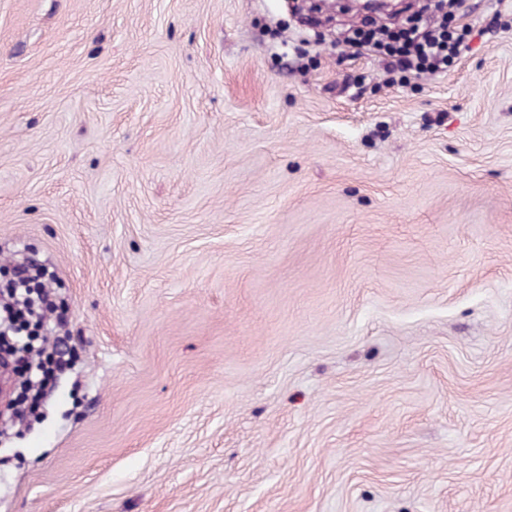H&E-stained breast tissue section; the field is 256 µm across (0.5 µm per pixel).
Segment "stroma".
<instances>
[{
	"mask_svg": "<svg viewBox=\"0 0 512 512\" xmlns=\"http://www.w3.org/2000/svg\"><path fill=\"white\" fill-rule=\"evenodd\" d=\"M496 8L388 84L288 0H0V267L82 348L0 512H512Z\"/></svg>",
	"mask_w": 512,
	"mask_h": 512,
	"instance_id": "obj_1",
	"label": "stroma"
}]
</instances>
